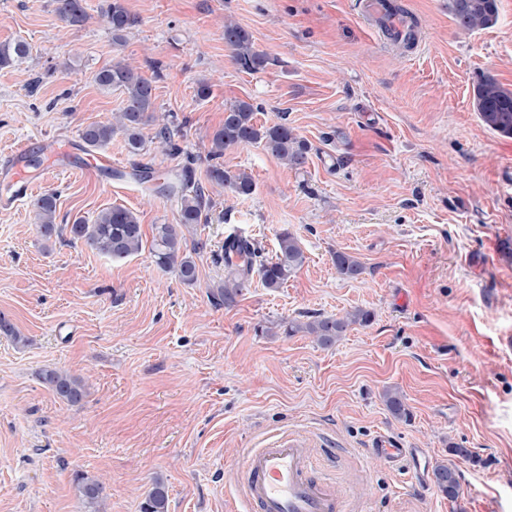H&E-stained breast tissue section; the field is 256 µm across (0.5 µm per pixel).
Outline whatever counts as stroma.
I'll use <instances>...</instances> for the list:
<instances>
[{
  "mask_svg": "<svg viewBox=\"0 0 512 512\" xmlns=\"http://www.w3.org/2000/svg\"><path fill=\"white\" fill-rule=\"evenodd\" d=\"M359 2L124 0L137 23L117 45L106 0H84L80 26L53 0H0V42L30 47L0 68V160L25 147L37 194L58 195V223L113 205L147 234L176 221L177 199L89 176L83 149L43 167L45 141L78 139L121 107V92L95 81L117 56L152 79L157 111L182 135L171 154L147 125L136 156L114 136L102 152L116 168L191 156L204 180L210 136L239 99L308 146L300 170L257 146L225 151V170L256 188L236 198L208 187L197 234L209 249L192 286L149 252L115 262L64 235L44 240L30 204L0 208V313L27 338L0 333V512H89L80 474L104 481L106 512H141L157 477L168 512H250L245 456L287 439L304 442L312 474L329 476L352 512H512V137L472 106L484 79L512 89V0L469 34L448 0H392L419 31L414 51L386 43ZM228 19L252 33L264 69L232 60ZM284 230L304 265L279 288L255 275L233 304L213 305L225 238L252 239L268 260ZM339 251L362 263L358 278L337 273ZM356 308L370 321L327 348L283 329ZM48 367L83 379L81 403L39 380ZM389 387L409 418L387 410ZM378 446L452 466L458 498L411 459L372 455Z\"/></svg>",
  "mask_w": 512,
  "mask_h": 512,
  "instance_id": "35a3bbf8",
  "label": "stroma"
}]
</instances>
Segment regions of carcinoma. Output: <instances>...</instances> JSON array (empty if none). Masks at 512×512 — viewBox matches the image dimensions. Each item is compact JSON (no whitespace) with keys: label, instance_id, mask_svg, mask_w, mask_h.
<instances>
[{"label":"carcinoma","instance_id":"cac0c4a2","mask_svg":"<svg viewBox=\"0 0 512 512\" xmlns=\"http://www.w3.org/2000/svg\"><path fill=\"white\" fill-rule=\"evenodd\" d=\"M55 13L69 25L83 24L88 15L83 0H54ZM448 9L454 16L460 30L470 33L493 25L497 21V0H448ZM104 17L112 29V39L122 43L125 33L136 24L125 7L123 0H110ZM224 40L232 50L233 61L246 71L256 72L266 64V57L254 47L252 35L233 22L224 23ZM28 54L26 43H0V68L11 67L21 62ZM97 84L105 89L123 93V106L112 114L107 123L92 124L80 131V137L89 148H99L121 134L129 152L137 154L144 149L143 128L156 123V138L166 150L174 154L181 151L174 141L180 133L175 119L167 114H157L154 103L152 81L122 60L100 70ZM474 110L490 129L503 135H512V90L488 78L476 88ZM256 108L246 100H236L224 108V122L215 129L210 140L208 159L210 164L206 177L210 184L228 189L236 197H248L254 193L255 183L246 172L229 174L224 170V151L240 145H258L284 165L299 169L307 163L308 147L286 122L272 125L257 124ZM141 183L160 181L155 193L160 196H175L180 200L178 218L174 224H155L149 245H144V233L137 215L131 210L112 206L99 212L93 222L79 218L71 224L55 223L57 195L45 193L34 199L32 210L36 228L40 235L49 240L55 235L68 233L69 242H81L91 249L105 254L115 262L148 249L156 265L164 271L176 273L179 280L193 286L198 280L195 256L207 249V242L196 238L197 226L208 221L211 207L205 187L195 179L192 164L179 169L156 171L152 168L136 169L132 173ZM192 236V249L186 251L187 236ZM224 281L211 289L210 297L217 305L229 304L249 286L254 266L267 288H278L291 274L299 270L305 255L299 240L288 230L278 235V253L270 261H257L258 248L245 238H232L224 243ZM336 271L348 278H355L362 272L361 263L354 256L338 252L333 258ZM371 314L364 310L348 311L341 317H316L302 325L288 324V335L303 331L315 338L323 347L335 344L347 328L356 323L366 324ZM41 381L67 403L74 405L85 396L82 381L60 369H45ZM387 408L397 418L409 416L401 395L395 390L384 393ZM434 483L438 489L455 499L459 495L456 470L448 465H439L434 470ZM78 491L88 505L90 512H103L105 483L88 477L78 478ZM142 512H168V491L164 481L155 480L141 506Z\"/></svg>","mask_w":512,"mask_h":512}]
</instances>
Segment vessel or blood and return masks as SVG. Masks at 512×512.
Wrapping results in <instances>:
<instances>
[{
  "label": "vessel or blood",
  "mask_w": 512,
  "mask_h": 512,
  "mask_svg": "<svg viewBox=\"0 0 512 512\" xmlns=\"http://www.w3.org/2000/svg\"><path fill=\"white\" fill-rule=\"evenodd\" d=\"M363 14L390 42L418 47L411 21L395 13L390 0H364ZM34 180L23 164H16L0 182V206L28 197ZM308 450L295 439L277 441L249 454L243 462L246 496L252 512H350L344 495L332 492L326 480L308 472Z\"/></svg>",
  "instance_id": "b4317fda"
}]
</instances>
